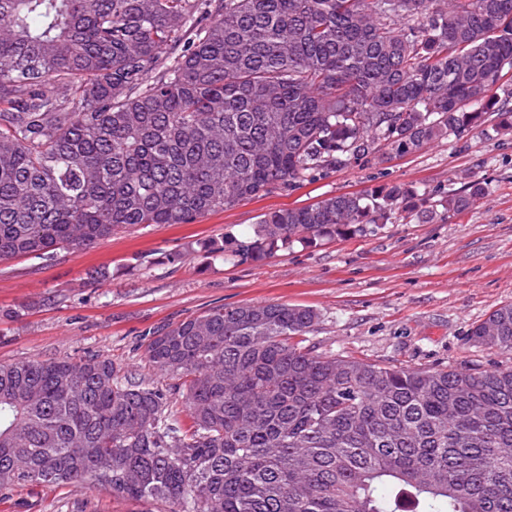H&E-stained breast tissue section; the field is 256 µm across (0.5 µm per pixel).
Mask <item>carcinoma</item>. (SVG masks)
Segmentation results:
<instances>
[{
	"mask_svg": "<svg viewBox=\"0 0 512 512\" xmlns=\"http://www.w3.org/2000/svg\"><path fill=\"white\" fill-rule=\"evenodd\" d=\"M512 0H0V261L190 224L491 123L512 134ZM486 195L379 185L262 215L281 244L445 222ZM286 304L158 331L162 389L112 359L0 364V489L72 486L155 512H512V367L409 369L306 344ZM471 340L512 350V304Z\"/></svg>",
	"mask_w": 512,
	"mask_h": 512,
	"instance_id": "cac0c4a2",
	"label": "carcinoma"
}]
</instances>
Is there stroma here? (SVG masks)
<instances>
[{"label": "stroma", "instance_id": "obj_1", "mask_svg": "<svg viewBox=\"0 0 512 512\" xmlns=\"http://www.w3.org/2000/svg\"><path fill=\"white\" fill-rule=\"evenodd\" d=\"M484 180L487 195L450 221L396 222L361 235L293 243L255 262L201 244L253 236L263 213L384 183L431 192ZM177 262L164 263L166 254ZM314 309L318 351L405 368L512 366V352L471 343L472 326L512 303V135L473 131L378 165L321 173L190 224H149L86 248L0 262V363L112 358L134 381L168 387L143 356L168 324L215 305ZM141 504L70 486L0 490V512H142Z\"/></svg>", "mask_w": 512, "mask_h": 512}]
</instances>
